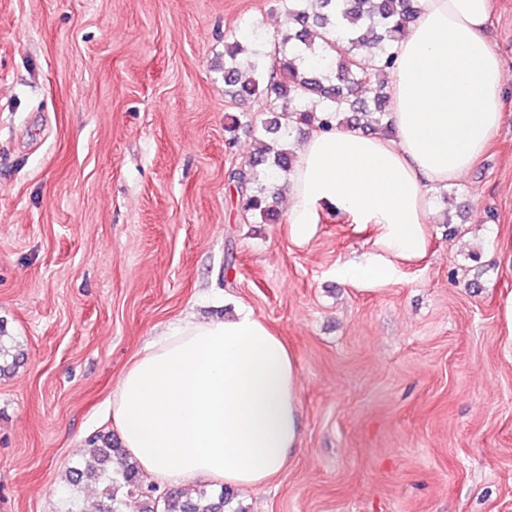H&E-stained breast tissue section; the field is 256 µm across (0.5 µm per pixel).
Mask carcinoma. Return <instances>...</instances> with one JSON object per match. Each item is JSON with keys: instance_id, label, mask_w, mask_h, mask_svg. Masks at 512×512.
<instances>
[{"instance_id": "cac0c4a2", "label": "carcinoma", "mask_w": 512, "mask_h": 512, "mask_svg": "<svg viewBox=\"0 0 512 512\" xmlns=\"http://www.w3.org/2000/svg\"><path fill=\"white\" fill-rule=\"evenodd\" d=\"M291 28L270 38L257 24L250 42L224 46V92L235 102L266 100L265 113L242 110L227 117L228 145L236 132L250 127L257 155L230 173L242 209L263 224L279 221L277 198L287 187L295 159L290 138L303 129H327L332 122L392 136L386 92L395 66L391 48L418 14V0H281ZM103 485L97 512H122L121 490L141 492V472L112 438L100 440L92 460L69 470L72 493L85 479ZM234 493L217 495L187 487L159 496H143L142 512H226Z\"/></svg>"}]
</instances>
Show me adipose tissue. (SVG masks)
Wrapping results in <instances>:
<instances>
[{
    "label": "adipose tissue",
    "mask_w": 512,
    "mask_h": 512,
    "mask_svg": "<svg viewBox=\"0 0 512 512\" xmlns=\"http://www.w3.org/2000/svg\"><path fill=\"white\" fill-rule=\"evenodd\" d=\"M492 0H419L395 45L388 85L394 137L346 125L314 132L288 175V236L308 243L323 208L373 229L351 282L389 278L429 244V188L462 178L500 130L506 85L485 32ZM111 419L130 459L171 485L199 477L260 488L299 447L294 354L248 307L189 319L138 355L112 392Z\"/></svg>",
    "instance_id": "obj_1"
}]
</instances>
